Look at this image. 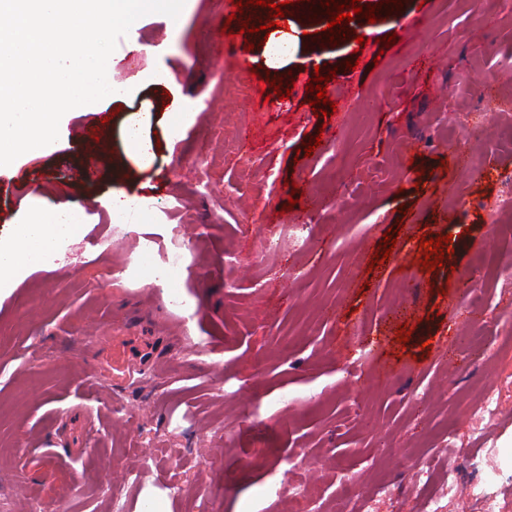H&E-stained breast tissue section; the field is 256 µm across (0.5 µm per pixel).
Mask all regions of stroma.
Returning <instances> with one entry per match:
<instances>
[{"instance_id": "obj_1", "label": "stroma", "mask_w": 512, "mask_h": 512, "mask_svg": "<svg viewBox=\"0 0 512 512\" xmlns=\"http://www.w3.org/2000/svg\"><path fill=\"white\" fill-rule=\"evenodd\" d=\"M232 9L196 0L174 31L140 20V42H172L169 85L140 86L154 60L114 51L131 105L204 104L178 140L150 130V166L125 161L127 106L105 102L0 176V238L32 203L85 214L79 236L0 289V512H289L300 489L310 512H422L434 487L444 512H480L449 488L466 462L446 448H481L490 470L512 456V221L493 213L512 173V14L405 0L398 20L376 8L361 54L328 41L318 65L306 48L255 71L244 46L264 40L267 10ZM317 75L337 104L327 122L305 91ZM262 78L289 99L263 100ZM119 189L149 198L152 222L108 221L101 199ZM446 235L424 269L421 239ZM161 251L189 267L170 289L138 266ZM489 385L504 403L475 439L470 399Z\"/></svg>"}]
</instances>
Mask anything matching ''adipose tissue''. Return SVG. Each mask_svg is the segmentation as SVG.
Wrapping results in <instances>:
<instances>
[{"instance_id":"adipose-tissue-1","label":"adipose tissue","mask_w":512,"mask_h":512,"mask_svg":"<svg viewBox=\"0 0 512 512\" xmlns=\"http://www.w3.org/2000/svg\"><path fill=\"white\" fill-rule=\"evenodd\" d=\"M155 120L146 106L135 110L121 130L125 155L145 163L154 155L148 131ZM84 222L82 210L64 204L38 207L28 212L15 226L8 240H0V273L16 274L39 265L47 255L56 253L68 238L77 235Z\"/></svg>"}]
</instances>
